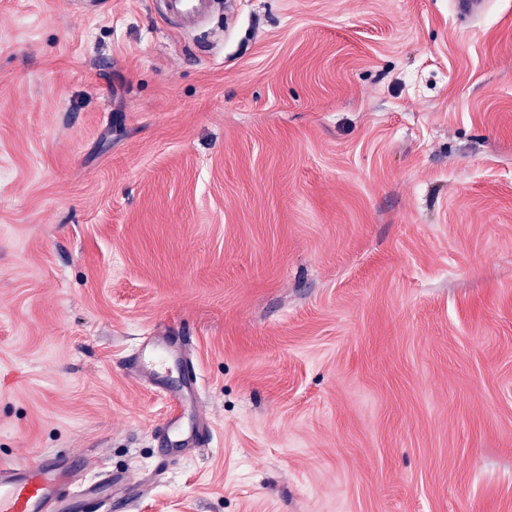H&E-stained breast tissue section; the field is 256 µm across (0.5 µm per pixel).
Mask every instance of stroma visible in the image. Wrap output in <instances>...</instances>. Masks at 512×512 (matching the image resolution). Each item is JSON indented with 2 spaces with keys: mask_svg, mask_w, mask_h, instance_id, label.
<instances>
[{
  "mask_svg": "<svg viewBox=\"0 0 512 512\" xmlns=\"http://www.w3.org/2000/svg\"><path fill=\"white\" fill-rule=\"evenodd\" d=\"M80 3L0 0V463L512 512V0ZM163 14L182 25L191 24L201 17L211 5L210 0H162Z\"/></svg>",
  "mask_w": 512,
  "mask_h": 512,
  "instance_id": "1",
  "label": "stroma"
}]
</instances>
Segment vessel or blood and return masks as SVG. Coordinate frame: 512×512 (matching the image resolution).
I'll return each mask as SVG.
<instances>
[{
  "instance_id": "1",
  "label": "vessel or blood",
  "mask_w": 512,
  "mask_h": 512,
  "mask_svg": "<svg viewBox=\"0 0 512 512\" xmlns=\"http://www.w3.org/2000/svg\"><path fill=\"white\" fill-rule=\"evenodd\" d=\"M211 0H161L163 14L187 25L201 17ZM124 474L105 473L82 482L70 458L53 455L31 462L0 464V512H99L112 505Z\"/></svg>"
}]
</instances>
